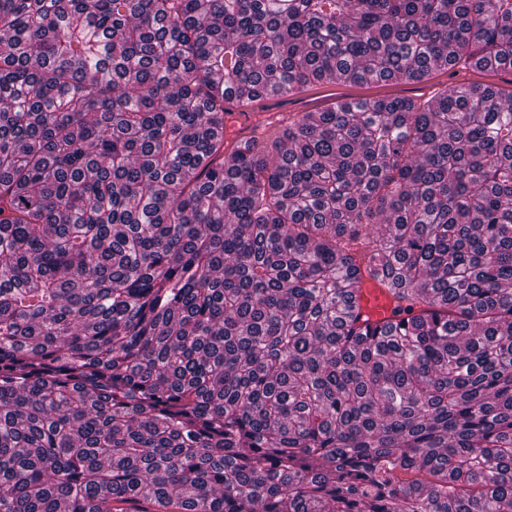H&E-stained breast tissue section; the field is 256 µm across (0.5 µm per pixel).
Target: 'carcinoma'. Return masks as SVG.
I'll use <instances>...</instances> for the list:
<instances>
[{
    "instance_id": "obj_1",
    "label": "carcinoma",
    "mask_w": 512,
    "mask_h": 512,
    "mask_svg": "<svg viewBox=\"0 0 512 512\" xmlns=\"http://www.w3.org/2000/svg\"><path fill=\"white\" fill-rule=\"evenodd\" d=\"M0 512H512V0H0ZM405 317L365 329L354 288ZM457 69V68H456ZM510 72H475L470 69H457L440 74L425 84L412 83H369L360 85L336 83L309 88L301 93L275 97L270 103H264L256 113H269L272 108L288 112H313L327 108L336 102L354 99H376L388 96L413 97L428 100L437 92L454 83L489 82L511 88Z\"/></svg>"
}]
</instances>
